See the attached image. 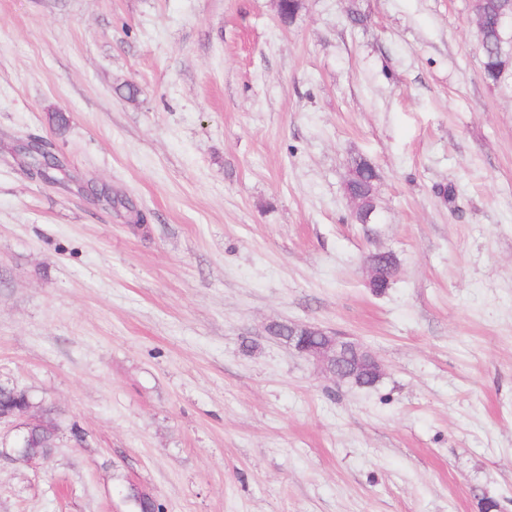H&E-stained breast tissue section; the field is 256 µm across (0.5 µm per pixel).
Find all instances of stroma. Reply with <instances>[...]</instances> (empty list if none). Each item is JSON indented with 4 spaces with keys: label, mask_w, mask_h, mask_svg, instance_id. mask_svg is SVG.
I'll list each match as a JSON object with an SVG mask.
<instances>
[{
    "label": "stroma",
    "mask_w": 512,
    "mask_h": 512,
    "mask_svg": "<svg viewBox=\"0 0 512 512\" xmlns=\"http://www.w3.org/2000/svg\"><path fill=\"white\" fill-rule=\"evenodd\" d=\"M302 3L0 0V384L61 422L0 457V512H126L128 481L163 512H512V70L484 81L474 0ZM350 175L345 182V192H357L364 197L370 195L373 186L379 179L376 168L365 159H355L352 162ZM288 326V348L306 359L315 361L322 372L338 383L358 388L375 386L383 375L376 356L361 342L352 341L343 333L317 325L272 323Z\"/></svg>",
    "instance_id": "1"
}]
</instances>
